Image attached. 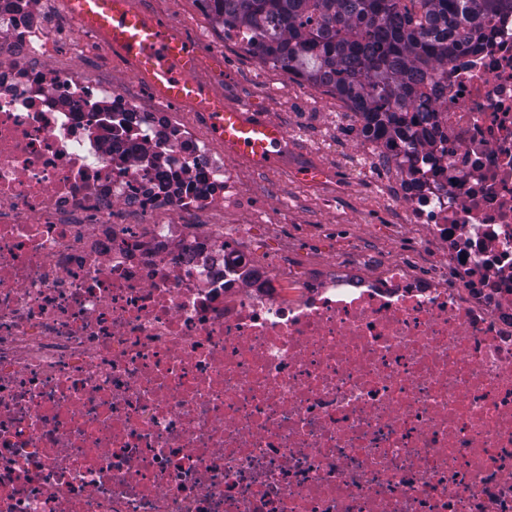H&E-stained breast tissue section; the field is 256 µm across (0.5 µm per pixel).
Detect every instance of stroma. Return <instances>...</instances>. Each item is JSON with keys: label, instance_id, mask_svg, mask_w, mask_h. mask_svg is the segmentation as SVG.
I'll return each mask as SVG.
<instances>
[{"label": "stroma", "instance_id": "stroma-1", "mask_svg": "<svg viewBox=\"0 0 512 512\" xmlns=\"http://www.w3.org/2000/svg\"><path fill=\"white\" fill-rule=\"evenodd\" d=\"M140 7L177 21L199 50L222 51L227 77L217 88L225 101L261 112L289 132L280 167L269 171L237 167L243 189L264 204V211L224 215L225 223L251 225L249 244L259 256L292 266L322 258L370 266L385 250L405 256L416 271H427L419 240L361 232L362 224H393L397 216L369 178L354 174L358 129L339 125L335 146L321 148L330 124L336 123L335 95L326 92L316 102H308L298 77L260 62L225 39L210 15L198 14L195 0H140ZM310 167L328 171L330 181L300 180L299 172Z\"/></svg>", "mask_w": 512, "mask_h": 512}]
</instances>
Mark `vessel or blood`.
<instances>
[{"label":"vessel or blood","instance_id":"obj_1","mask_svg":"<svg viewBox=\"0 0 512 512\" xmlns=\"http://www.w3.org/2000/svg\"><path fill=\"white\" fill-rule=\"evenodd\" d=\"M82 27L99 32L104 50L121 54L162 101L200 102L211 134L233 156L259 170L281 161L284 128L262 115L225 104L213 83L197 78L199 54L171 22L134 10L129 0H64Z\"/></svg>","mask_w":512,"mask_h":512}]
</instances>
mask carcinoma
<instances>
[{"label": "carcinoma", "instance_id": "1", "mask_svg": "<svg viewBox=\"0 0 512 512\" xmlns=\"http://www.w3.org/2000/svg\"><path fill=\"white\" fill-rule=\"evenodd\" d=\"M210 0L224 36L263 62L323 87L378 138L411 131L416 88L512 0Z\"/></svg>", "mask_w": 512, "mask_h": 512}]
</instances>
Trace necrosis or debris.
<instances>
[{"mask_svg": "<svg viewBox=\"0 0 512 512\" xmlns=\"http://www.w3.org/2000/svg\"><path fill=\"white\" fill-rule=\"evenodd\" d=\"M0 0V512H512V11L361 127L433 262H258L201 109ZM84 68L61 66L65 55Z\"/></svg>", "mask_w": 512, "mask_h": 512, "instance_id": "1", "label": "necrosis or debris"}]
</instances>
